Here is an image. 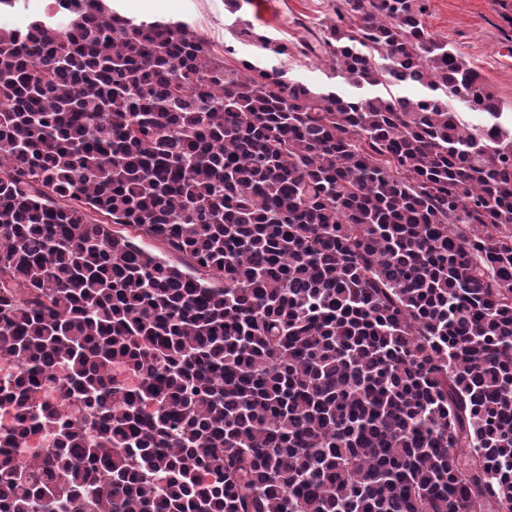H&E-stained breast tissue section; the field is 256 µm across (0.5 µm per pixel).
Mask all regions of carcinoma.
Here are the masks:
<instances>
[{
	"mask_svg": "<svg viewBox=\"0 0 512 512\" xmlns=\"http://www.w3.org/2000/svg\"><path fill=\"white\" fill-rule=\"evenodd\" d=\"M56 4L0 25V512H512V122L425 0L296 44L369 96Z\"/></svg>",
	"mask_w": 512,
	"mask_h": 512,
	"instance_id": "obj_1",
	"label": "carcinoma"
}]
</instances>
